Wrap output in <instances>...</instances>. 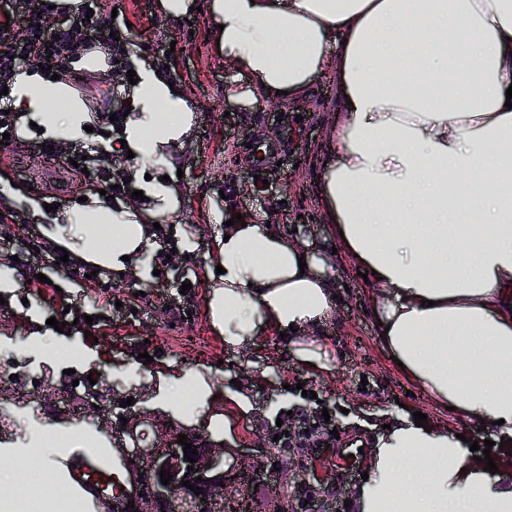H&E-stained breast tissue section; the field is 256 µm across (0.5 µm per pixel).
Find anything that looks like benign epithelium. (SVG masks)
Returning a JSON list of instances; mask_svg holds the SVG:
<instances>
[{"mask_svg":"<svg viewBox=\"0 0 512 512\" xmlns=\"http://www.w3.org/2000/svg\"><path fill=\"white\" fill-rule=\"evenodd\" d=\"M121 416L128 418L127 424L116 419L109 420L116 448L112 458L119 461L126 472L127 485L123 486L126 500L136 506L138 512H194L199 507L210 512H224V486L228 477L251 469V466L236 467L226 464L224 441L210 434L191 429L178 422L161 421L141 410L128 406ZM148 424L154 432V441L144 445L137 433L142 424ZM189 440H198L196 462L184 461L183 445L179 435ZM193 466L187 470V466ZM173 475L169 484L160 481V470ZM202 477L197 483L200 494L196 495L182 485L184 474Z\"/></svg>","mask_w":512,"mask_h":512,"instance_id":"7a95c632","label":"benign epithelium"}]
</instances>
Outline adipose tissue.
I'll list each match as a JSON object with an SVG mask.
<instances>
[{
	"label": "adipose tissue",
	"instance_id": "1",
	"mask_svg": "<svg viewBox=\"0 0 512 512\" xmlns=\"http://www.w3.org/2000/svg\"><path fill=\"white\" fill-rule=\"evenodd\" d=\"M209 35L256 97L307 94L336 74L335 118L320 204L338 244L376 271L382 340L431 400L512 436V0H210ZM95 46L50 79L25 68L9 97L42 136L84 142L90 109L75 72H105ZM194 106L141 66L119 132L140 170L171 167ZM150 210L105 197L54 217L80 259L120 272L149 243V217L169 213L175 180L138 178ZM223 277L209 307L229 347L264 327L286 332L302 360L326 365L315 330L335 301L324 255L263 224L224 229ZM353 512H512V466L489 474L455 432L405 418L368 454Z\"/></svg>",
	"mask_w": 512,
	"mask_h": 512
}]
</instances>
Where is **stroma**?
<instances>
[{"mask_svg":"<svg viewBox=\"0 0 512 512\" xmlns=\"http://www.w3.org/2000/svg\"><path fill=\"white\" fill-rule=\"evenodd\" d=\"M209 0H197L184 22H171L160 0H100L104 12L128 29V55L167 69L196 105L193 127L175 165L181 168L170 214L159 216L145 259L125 275L96 269L70 258L42 232L45 204L62 209L78 197L97 195L67 163L72 147L59 144L55 159L35 152L41 134L11 130L0 144V212L19 218L0 224V266L17 280L0 304V370L16 378L0 386V449L18 448L34 438L54 443L65 435L85 445L93 428L85 418L52 420L55 397L40 388L76 378L98 377L110 400H133L189 427L222 438L225 447L253 463L258 486L232 482L229 497L251 494L257 512L282 504L301 512V503L334 512H351L347 503L361 482L366 457L384 424L407 412H422L433 427H448L467 439L499 441L493 428L479 430L458 413L428 398L394 362L380 338L371 311L373 284L364 281L318 201L317 166L335 114L326 78L307 95L287 103L258 102L249 78L226 67L207 35ZM265 145V164H255L257 145ZM271 223L288 241L327 256L338 295L333 318L315 331L332 365L310 366L296 358L274 328H266L246 349L224 344L208 299L220 262L218 244L234 216ZM190 290H182V283ZM93 323H84V316ZM71 323L70 334L49 331L48 341L83 345L95 355L92 365L64 359L56 351H27L29 336L48 318ZM152 363L140 360V353ZM200 372L207 395L172 408L161 397L160 381L169 371ZM328 410L339 437L330 447L305 448L294 410ZM289 431L288 447L269 445L276 429Z\"/></svg>","mask_w":512,"mask_h":512,"instance_id":"35a3bbf8","label":"stroma"}]
</instances>
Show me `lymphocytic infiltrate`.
<instances>
[{
	"mask_svg": "<svg viewBox=\"0 0 512 512\" xmlns=\"http://www.w3.org/2000/svg\"><path fill=\"white\" fill-rule=\"evenodd\" d=\"M89 9L71 15L50 14L40 0H0V89L9 85L18 61L28 58L51 60L65 69L79 51L105 45L114 59L113 72L125 71L129 36L89 0ZM53 15L51 27L39 25L42 15Z\"/></svg>",
	"mask_w": 512,
	"mask_h": 512,
	"instance_id": "obj_1",
	"label": "lymphocytic infiltrate"
}]
</instances>
